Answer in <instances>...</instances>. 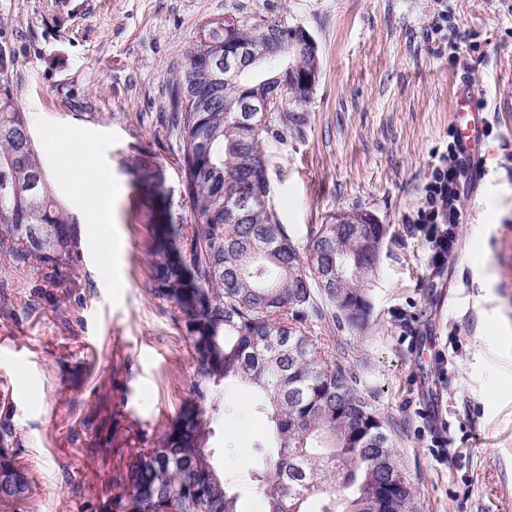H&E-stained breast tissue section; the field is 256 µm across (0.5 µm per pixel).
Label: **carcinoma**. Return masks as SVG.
I'll use <instances>...</instances> for the list:
<instances>
[{
    "label": "carcinoma",
    "instance_id": "obj_1",
    "mask_svg": "<svg viewBox=\"0 0 512 512\" xmlns=\"http://www.w3.org/2000/svg\"><path fill=\"white\" fill-rule=\"evenodd\" d=\"M261 19L205 21L197 40L212 48L214 68L198 82L192 64L168 88L164 122L179 143L184 194L193 220L175 221L162 205L151 220L152 293L173 303L194 348L198 379L158 437L112 414V430L94 453L113 465L115 492L100 512H240L224 479L214 439L233 412L225 394L248 383L261 394L257 412L270 438L257 444L252 478L261 512H414L409 481L393 451L395 424L372 404L346 353L320 335L328 310L339 327L363 331L372 307L364 283L377 258L368 241L386 234L369 213L361 224H317L299 247L269 200L266 143L270 120L296 131L299 103L282 97L244 124V95L278 87L275 48L256 35ZM243 46L252 64L224 79V44ZM16 57L0 53V266L36 270L57 283L60 268L78 261V225L60 202L16 102L8 73ZM338 281L326 287L322 268ZM18 439L0 421V512H17L34 483L17 459Z\"/></svg>",
    "mask_w": 512,
    "mask_h": 512
}]
</instances>
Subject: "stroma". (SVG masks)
<instances>
[{"label": "stroma", "instance_id": "stroma-1", "mask_svg": "<svg viewBox=\"0 0 512 512\" xmlns=\"http://www.w3.org/2000/svg\"><path fill=\"white\" fill-rule=\"evenodd\" d=\"M283 16L315 40L320 75L299 132L271 128L270 199L298 244L310 225L363 210L388 232L367 284L365 331L326 323L377 411L398 422L394 451L416 512H512V0H0L11 79L47 174L77 219L80 259L61 286L37 271L8 289L0 315V419L35 475L22 512H96L89 456L112 413L160 434L191 397L194 350L171 303L149 291L150 220L160 184L190 218L165 92L204 21ZM488 113L482 180L462 183L458 245L443 267L407 219L454 132L453 100ZM92 148L65 175L53 138ZM112 201L97 210L98 170ZM221 438L224 476L256 512L254 444L265 423L254 388Z\"/></svg>", "mask_w": 512, "mask_h": 512}]
</instances>
